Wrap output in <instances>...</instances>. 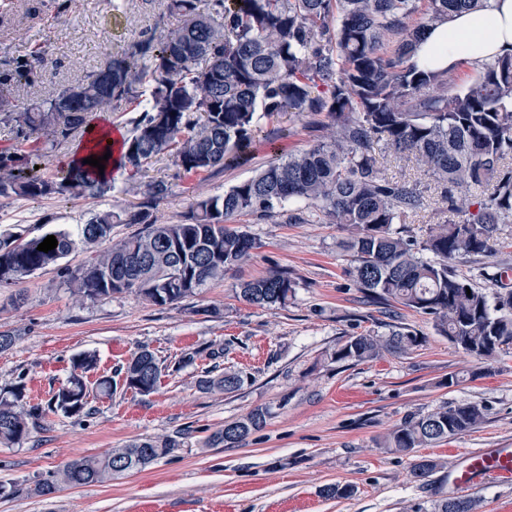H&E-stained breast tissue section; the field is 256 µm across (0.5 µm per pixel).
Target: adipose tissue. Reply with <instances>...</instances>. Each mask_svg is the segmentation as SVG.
I'll use <instances>...</instances> for the list:
<instances>
[{"label": "adipose tissue", "mask_w": 512, "mask_h": 512, "mask_svg": "<svg viewBox=\"0 0 512 512\" xmlns=\"http://www.w3.org/2000/svg\"><path fill=\"white\" fill-rule=\"evenodd\" d=\"M504 55H512V0H490L489 8L461 13L427 30L413 61L443 71Z\"/></svg>", "instance_id": "adipose-tissue-1"}]
</instances>
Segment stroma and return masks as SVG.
Wrapping results in <instances>:
<instances>
[{"label":"stroma","mask_w":512,"mask_h":512,"mask_svg":"<svg viewBox=\"0 0 512 512\" xmlns=\"http://www.w3.org/2000/svg\"><path fill=\"white\" fill-rule=\"evenodd\" d=\"M0 0V80L44 57L45 76L15 92L23 104L51 96L61 85L87 78L107 53L123 48L157 24L171 27L164 0ZM327 114L284 112L261 120L246 161L212 173L179 177L168 157L143 171L113 177L99 199L60 195L0 198V229L33 238L50 229L72 230L95 211L133 208L149 181L162 179L169 195L152 215L159 224L182 221L197 199L223 194L254 176L275 155L327 139ZM74 141L54 146L27 140L0 123V151L43 155L47 173L63 169ZM235 226L260 243L253 258L176 308L158 307L123 294L101 302L79 301L68 288L71 271L88 253L74 251L27 282L0 286V332L15 335L0 352V390L24 383L42 386L40 401L64 383L72 357L97 353L101 376L116 377L139 348L153 351L166 369L141 395L117 387L94 400L91 415L50 417L45 429L15 444H0V482L48 478L64 461L120 448L146 437H170L179 446L141 471L104 483L65 487L53 498L0 500V512H433L437 492H449V472L467 453L512 448V353L477 359L438 335L429 315L373 299L345 275L336 247L342 229L326 220L236 217ZM494 257L457 259L454 269L487 293L491 276L512 266V224L502 225ZM288 272L296 288L286 305L267 308L239 298L240 284L271 269ZM418 332L423 343L410 354H384L362 363L332 364L326 352L362 333L387 335L391 326ZM223 349L222 367L247 375L234 393L206 392L198 381L211 365L209 351ZM202 350L195 364L178 368L184 352ZM457 385H447L448 376ZM476 403L481 425L462 436L402 454L377 441L402 420L439 407ZM265 426L233 448H209V435L257 407ZM442 462L434 484L411 481L415 459ZM349 485L345 498H327L328 485Z\"/></svg>","instance_id":"1"}]
</instances>
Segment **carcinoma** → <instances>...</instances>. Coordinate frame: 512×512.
Instances as JSON below:
<instances>
[{"instance_id":"obj_1","label":"carcinoma","mask_w":512,"mask_h":512,"mask_svg":"<svg viewBox=\"0 0 512 512\" xmlns=\"http://www.w3.org/2000/svg\"><path fill=\"white\" fill-rule=\"evenodd\" d=\"M487 2L167 0V12L181 18L177 27L140 35L108 55L94 74L38 105L20 106L9 84H1L0 123L53 145L85 132L94 112L138 111L120 160L140 170L168 155L179 176L246 158L260 120L282 112H325L335 131L326 141L275 157L224 194L197 200L177 224L152 218V203L169 194L168 183L155 180L145 185V201L134 209L99 211L75 235L52 232L58 245L47 253L37 250L44 234L24 240L0 232V284H23L79 247L90 259L68 276L76 297L97 302L128 293L156 306H177L260 248L229 224L232 218L286 212L292 219L308 210L347 231L338 247L348 256L345 275L359 289L431 316L434 329L469 355L491 360L511 352L512 290L502 287L490 297L458 276L453 262L492 256L499 225L512 224V55L472 67L464 84L451 69L435 72L411 63L427 29ZM378 144L426 172L450 213L467 194H481L477 212L430 225L420 241L404 237L399 225L427 210L429 187L385 176ZM111 188L88 164L45 176L0 153V197L94 198ZM117 224L142 228L115 240ZM294 288L288 272L275 268L243 283L239 297L262 308L284 305ZM421 342L417 332L397 327L381 338L351 336L328 359L357 363L384 352L407 355ZM71 364L67 381L44 404L31 403L21 384L0 395V443L23 440L51 415L87 416L91 399L112 395V379L90 381L98 365L94 353H78ZM159 365L153 352L140 349L119 370L123 385L153 392ZM244 384L242 373L218 362L199 380L201 389L224 393ZM269 414L257 407L225 423L209 442L232 446L261 429ZM483 419L477 404L445 406L405 419L382 445L409 454L463 435ZM178 446L167 437L146 438L68 460L51 480L0 483V498L49 499L62 486L142 470ZM436 469L435 461L422 458L410 476L428 486ZM434 512H474V502L444 493Z\"/></svg>"}]
</instances>
